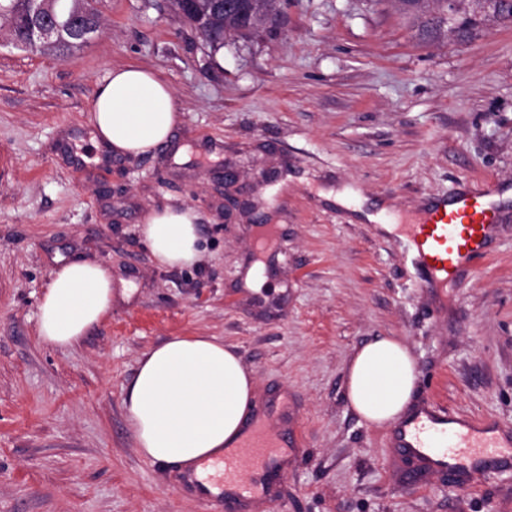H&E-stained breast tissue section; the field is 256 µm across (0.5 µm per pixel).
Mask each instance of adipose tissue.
<instances>
[{
  "instance_id": "adipose-tissue-1",
  "label": "adipose tissue",
  "mask_w": 512,
  "mask_h": 512,
  "mask_svg": "<svg viewBox=\"0 0 512 512\" xmlns=\"http://www.w3.org/2000/svg\"><path fill=\"white\" fill-rule=\"evenodd\" d=\"M180 107L154 71L130 64L98 85L89 122L116 153L144 155L169 140ZM199 214L190 207L152 212L141 233L167 267L199 262ZM112 307V271L94 261L62 265L38 307V334L55 347L77 345ZM416 382L409 347L394 336L361 345L346 367V397L367 424L383 427L408 409ZM254 378L235 348L213 336L172 337L146 351L124 405L141 456L199 469L223 455L240 434L254 399Z\"/></svg>"
}]
</instances>
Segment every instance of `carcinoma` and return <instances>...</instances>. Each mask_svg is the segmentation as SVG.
Returning <instances> with one entry per match:
<instances>
[{
    "instance_id": "carcinoma-1",
    "label": "carcinoma",
    "mask_w": 512,
    "mask_h": 512,
    "mask_svg": "<svg viewBox=\"0 0 512 512\" xmlns=\"http://www.w3.org/2000/svg\"><path fill=\"white\" fill-rule=\"evenodd\" d=\"M187 21L199 22L202 36L210 46L224 45L223 34H235L247 38L266 28L263 18L256 13L242 10L236 18L224 17V11L212 5L214 0H174ZM446 0H409L406 7L415 9L421 19L419 35L424 39H436L448 36V18L444 16ZM9 22L14 45L22 50L38 51L45 45L32 43V32L37 24V16L33 15L26 4L20 0L9 14L0 16ZM486 22H512V6L502 0H458L456 24L458 38L467 40L473 31Z\"/></svg>"
}]
</instances>
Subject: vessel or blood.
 <instances>
[{
  "label": "vessel or blood",
  "mask_w": 512,
  "mask_h": 512,
  "mask_svg": "<svg viewBox=\"0 0 512 512\" xmlns=\"http://www.w3.org/2000/svg\"><path fill=\"white\" fill-rule=\"evenodd\" d=\"M503 189L491 178L477 189L462 185L452 194L431 196L421 222L404 225L424 287L436 290L467 279L488 256L499 232L494 198ZM296 424L290 393L259 398L244 424L243 441L201 471L183 472L181 488L218 512H263L289 468L306 456ZM389 440L431 474L460 470L476 483L489 480L498 465L512 463V423L460 416L432 399L394 423Z\"/></svg>",
  "instance_id": "b4317fda"
}]
</instances>
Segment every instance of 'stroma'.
<instances>
[{"instance_id":"stroma-1","label":"stroma","mask_w":512,"mask_h":512,"mask_svg":"<svg viewBox=\"0 0 512 512\" xmlns=\"http://www.w3.org/2000/svg\"><path fill=\"white\" fill-rule=\"evenodd\" d=\"M95 8L96 32L70 51L17 49L0 25V512H210L138 453L126 419L142 354L174 336L224 340L256 390L298 394L308 452L270 512H512V469L469 486L415 476L345 396L356 348L396 336L416 361L414 400L512 421V200L441 306L404 237L319 195L349 187L410 212L463 183L512 182V24L425 42L397 0H288L272 28L216 49L172 0ZM129 64L172 88L170 144L100 175L69 168L58 140L91 148L93 94ZM204 139L221 153L200 154ZM166 206L201 216L195 266L152 258L140 228ZM60 258L104 264L127 288L69 349L38 336ZM258 267L269 286L256 292Z\"/></svg>"}]
</instances>
